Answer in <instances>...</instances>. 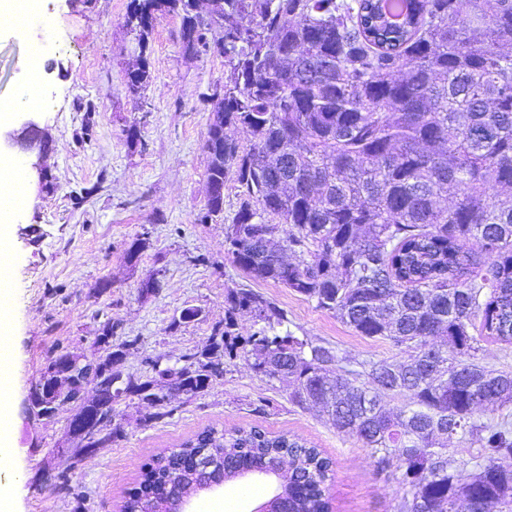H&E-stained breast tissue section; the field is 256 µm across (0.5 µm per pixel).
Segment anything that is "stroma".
<instances>
[{
  "label": "stroma",
  "mask_w": 512,
  "mask_h": 512,
  "mask_svg": "<svg viewBox=\"0 0 512 512\" xmlns=\"http://www.w3.org/2000/svg\"><path fill=\"white\" fill-rule=\"evenodd\" d=\"M129 0H42L27 29L0 32V100L9 101L29 76L18 60L41 45L53 70L39 80L33 113L52 143L53 191L30 177L25 208L0 223L10 247L12 302L0 332L12 351L0 405L11 422L5 437L12 469L0 477L14 512H121L152 458L199 432L256 426L288 433L332 462L326 495L331 512H397L401 470L376 471L370 448L346 435L318 409L291 405V384L256 373L244 357L224 359V374L203 393L173 397L174 412L151 423L150 405L123 397L112 405L119 440L92 454L69 432L74 407L52 417L27 410L28 396L50 353L99 356L105 323L126 349V373L152 375L210 343L224 319L228 289L252 285L306 335L348 359L402 361L403 348L358 335L305 296L268 281L249 282L224 254V224L197 223L206 204L211 95L224 86L223 57H190L179 43L180 19H160L141 50L125 25ZM147 58L151 79L135 91L130 70ZM136 127L128 138V127ZM147 246L128 250L138 236ZM158 275L155 290L143 283ZM197 310L195 319L181 317ZM67 474L71 492L58 488ZM274 491L270 477L226 482L191 497L188 512H255Z\"/></svg>",
  "instance_id": "1"
}]
</instances>
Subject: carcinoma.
<instances>
[{"label":"carcinoma","mask_w":512,"mask_h":512,"mask_svg":"<svg viewBox=\"0 0 512 512\" xmlns=\"http://www.w3.org/2000/svg\"><path fill=\"white\" fill-rule=\"evenodd\" d=\"M130 0L126 26L147 50L162 17L181 18L191 56L224 29V94L212 111L207 183L236 189L224 253L250 279L290 288L366 338L408 349L403 363L352 362L299 336L287 313L252 288H231L209 347L183 356L169 384L120 368L123 349L87 364V384L172 414L223 375L218 353L287 379L291 403L321 406L336 425L394 457L406 493L398 512H512V424L481 422L485 402H512V374L475 361L480 337L512 342V0ZM147 62L129 73L137 91ZM245 134L243 145L227 135ZM288 237L277 240L279 226ZM251 314L246 336L236 314ZM446 335L454 355L437 357ZM410 404L389 411L384 394ZM112 406L95 410L83 448L117 437ZM469 434L482 462L465 477L448 439ZM205 464L272 472L288 460L289 512H328L330 461L286 433L209 429L158 455L140 485L156 491L178 468Z\"/></svg>","instance_id":"cac0c4a2"}]
</instances>
